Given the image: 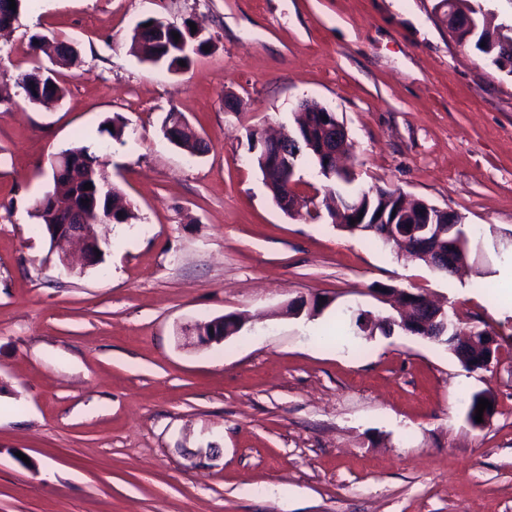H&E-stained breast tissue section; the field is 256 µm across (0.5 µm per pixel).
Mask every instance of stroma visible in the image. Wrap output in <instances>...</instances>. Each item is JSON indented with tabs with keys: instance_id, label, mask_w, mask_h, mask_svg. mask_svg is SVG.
Wrapping results in <instances>:
<instances>
[{
	"instance_id": "stroma-1",
	"label": "stroma",
	"mask_w": 512,
	"mask_h": 512,
	"mask_svg": "<svg viewBox=\"0 0 512 512\" xmlns=\"http://www.w3.org/2000/svg\"><path fill=\"white\" fill-rule=\"evenodd\" d=\"M149 18L194 23L209 51L179 73L140 61ZM37 36L77 53L48 106L12 81ZM306 99L348 130L347 192L512 236V74L449 37L439 0H26L0 33V512H512V258L442 275L340 228L306 157V205L283 212L249 133L290 128ZM172 108L207 152L163 135ZM75 144L105 151L136 218L98 225L103 262L64 274L32 211ZM387 286L491 330L490 370L355 334L359 312L389 314ZM314 295L320 315H286ZM226 314L241 331L198 345L191 328ZM479 392L496 409L475 428Z\"/></svg>"
}]
</instances>
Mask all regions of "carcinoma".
I'll return each instance as SVG.
<instances>
[{
  "label": "carcinoma",
  "instance_id": "obj_1",
  "mask_svg": "<svg viewBox=\"0 0 512 512\" xmlns=\"http://www.w3.org/2000/svg\"><path fill=\"white\" fill-rule=\"evenodd\" d=\"M16 9H9V0H0V29L10 27L17 19L25 0H15ZM474 25L459 31L456 42L460 45H469L479 53L490 59L492 64L499 69L509 68L512 73V65L506 66L504 58L508 55L506 46H512V28L488 27L480 18L477 11H472ZM179 34V40H174V34ZM192 44L191 51L182 50L184 42ZM65 41L56 38L49 39L45 36L37 37L33 41L35 55L44 54L48 57H57V62L65 64L69 62L73 51L61 50ZM210 44L207 39L193 38L189 25L182 27H170L159 18L143 20L133 30L131 37V50L142 60L153 64H165L167 69H182L180 63H191V54L203 52V47ZM15 86L21 90L28 101L35 95L42 94L54 100L61 99L65 89L54 77V72L41 66H34L18 72L14 77ZM250 149L255 151V165L262 175L265 186L272 194L275 203H280L284 195L293 193L291 184L293 179L290 174L296 172L297 161L300 156H309L317 159L319 145L323 139L317 114L314 112H299L295 118V129L289 138L293 143H300V150L291 151L288 171L274 166L262 164L263 145L261 132L252 130L249 133ZM75 161L81 162L83 170L80 178L52 176L53 188L51 193L58 197V208L51 204L42 205L35 201L32 217L37 221L42 231H47L50 224L63 223L66 212L78 207L85 210L89 220L88 227L104 223L102 215L112 212V223L128 224L135 215L131 208L123 202V194L119 187L108 181L102 168L100 156L91 152L86 146H72L59 152ZM353 181L349 171L335 176L328 181L324 194V206L330 217H335L338 210L345 208L348 196L340 191V187ZM92 184V189H84V185ZM396 191L375 187L361 190L353 197L361 199V212L367 219V224L362 227L361 233L383 241L381 234L382 225L395 222L397 224L412 222V216L408 213H400L398 201L394 199ZM438 342L445 344L456 358L464 365L473 362L471 352L457 346L456 337L442 336Z\"/></svg>",
  "mask_w": 512,
  "mask_h": 512
}]
</instances>
